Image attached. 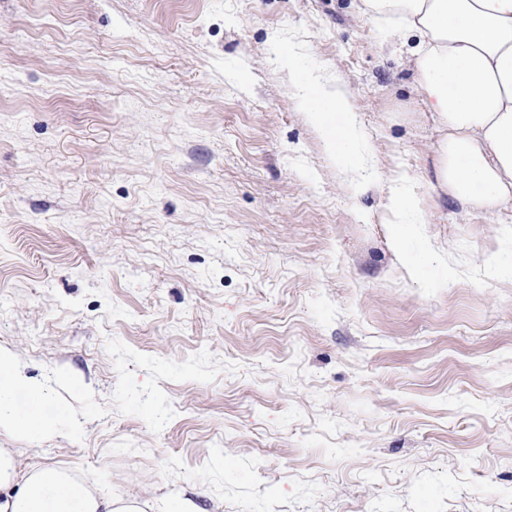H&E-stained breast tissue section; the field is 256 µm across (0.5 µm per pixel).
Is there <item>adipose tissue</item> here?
Masks as SVG:
<instances>
[{
  "mask_svg": "<svg viewBox=\"0 0 512 512\" xmlns=\"http://www.w3.org/2000/svg\"><path fill=\"white\" fill-rule=\"evenodd\" d=\"M372 14L400 15L420 38L412 67L440 138L439 189L472 208L512 209V0H362ZM337 156L358 154L357 114L339 91L321 88L310 110ZM71 414L31 382L0 347V431L37 437ZM0 512H138L97 494L64 470L21 472L0 448Z\"/></svg>",
  "mask_w": 512,
  "mask_h": 512,
  "instance_id": "obj_1",
  "label": "adipose tissue"
}]
</instances>
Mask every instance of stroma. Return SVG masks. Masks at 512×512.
Instances as JSON below:
<instances>
[{"label":"stroma","mask_w":512,"mask_h":512,"mask_svg":"<svg viewBox=\"0 0 512 512\" xmlns=\"http://www.w3.org/2000/svg\"><path fill=\"white\" fill-rule=\"evenodd\" d=\"M359 6L0 0V346L73 417L0 432L20 469L143 512H512V209L424 181L394 223L438 133ZM318 85L319 98L310 110L313 122L327 132L334 153L338 157L357 155L361 137L356 112H353L348 99L338 90Z\"/></svg>","instance_id":"stroma-1"}]
</instances>
